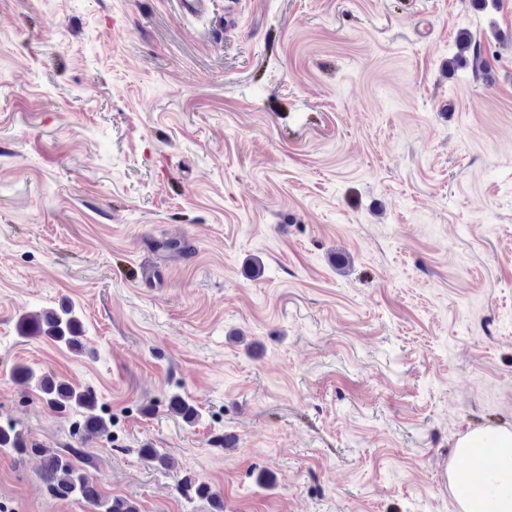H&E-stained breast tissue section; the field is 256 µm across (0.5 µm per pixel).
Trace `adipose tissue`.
Here are the masks:
<instances>
[{
  "instance_id": "adipose-tissue-1",
  "label": "adipose tissue",
  "mask_w": 512,
  "mask_h": 512,
  "mask_svg": "<svg viewBox=\"0 0 512 512\" xmlns=\"http://www.w3.org/2000/svg\"><path fill=\"white\" fill-rule=\"evenodd\" d=\"M475 448L495 462L489 474L486 512H512V430L494 426L473 430L458 440L455 455L468 456Z\"/></svg>"
}]
</instances>
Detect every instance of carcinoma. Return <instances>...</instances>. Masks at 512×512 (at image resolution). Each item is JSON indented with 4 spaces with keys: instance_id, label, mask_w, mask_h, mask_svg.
Returning <instances> with one entry per match:
<instances>
[{
    "instance_id": "obj_1",
    "label": "carcinoma",
    "mask_w": 512,
    "mask_h": 512,
    "mask_svg": "<svg viewBox=\"0 0 512 512\" xmlns=\"http://www.w3.org/2000/svg\"><path fill=\"white\" fill-rule=\"evenodd\" d=\"M457 46L459 53L448 62V69L453 70L455 66L465 62L466 55L469 54L472 56L474 71L481 72L485 61L480 44L474 42L470 32H459ZM17 331L22 337L42 336L61 343L74 352L79 353L82 350L83 326L72 306L27 314L19 320ZM13 379L20 385L35 386L41 401L58 414H79L81 419L76 421V428L81 436L112 442V421L105 414L97 412L96 400L89 391L50 375L38 376L26 365L14 367ZM168 408L187 423H193L199 418L197 407L179 394L168 398ZM0 450L19 457L30 454L41 456L43 465L39 473L40 480L56 498H76L90 506L93 512H138L131 501L120 497L110 498L103 494L98 484L88 480L74 462V458L80 453L77 448L72 449L69 455L55 453L30 442L15 426L8 424L0 426ZM178 487L194 490V495L212 500L217 512H224L223 500L208 483L186 477L179 482Z\"/></svg>"
}]
</instances>
